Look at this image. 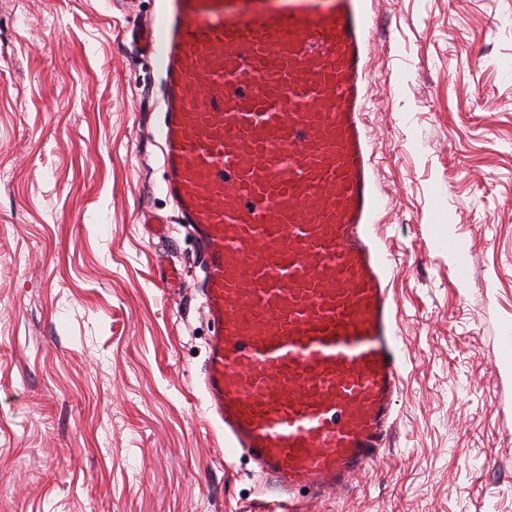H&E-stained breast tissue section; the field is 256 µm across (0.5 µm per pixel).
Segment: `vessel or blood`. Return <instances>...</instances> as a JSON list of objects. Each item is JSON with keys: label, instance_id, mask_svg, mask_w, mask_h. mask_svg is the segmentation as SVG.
Returning a JSON list of instances; mask_svg holds the SVG:
<instances>
[{"label": "vessel or blood", "instance_id": "b4317fda", "mask_svg": "<svg viewBox=\"0 0 512 512\" xmlns=\"http://www.w3.org/2000/svg\"><path fill=\"white\" fill-rule=\"evenodd\" d=\"M373 0H164L163 189L203 256L206 410L273 512L384 453L399 389L366 121Z\"/></svg>", "mask_w": 512, "mask_h": 512}]
</instances>
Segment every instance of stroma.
<instances>
[{
	"label": "stroma",
	"instance_id": "obj_1",
	"mask_svg": "<svg viewBox=\"0 0 512 512\" xmlns=\"http://www.w3.org/2000/svg\"><path fill=\"white\" fill-rule=\"evenodd\" d=\"M161 7L0 0V512L258 507L206 415L199 249L143 224L176 214L129 36ZM370 26L402 380L389 448L308 512H512V0H375Z\"/></svg>",
	"mask_w": 512,
	"mask_h": 512
}]
</instances>
